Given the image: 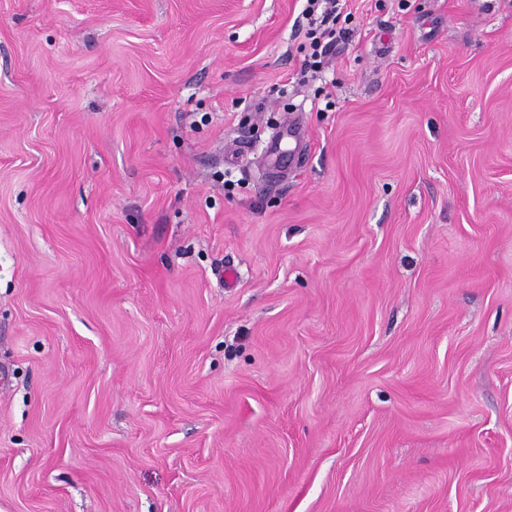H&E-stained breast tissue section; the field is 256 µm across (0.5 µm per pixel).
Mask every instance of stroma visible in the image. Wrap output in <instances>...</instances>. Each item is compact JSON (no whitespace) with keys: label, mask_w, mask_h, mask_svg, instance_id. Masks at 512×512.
<instances>
[{"label":"stroma","mask_w":512,"mask_h":512,"mask_svg":"<svg viewBox=\"0 0 512 512\" xmlns=\"http://www.w3.org/2000/svg\"><path fill=\"white\" fill-rule=\"evenodd\" d=\"M304 6L0 0V512H512V0ZM338 0H306L307 6L306 13L313 16L310 19V24L314 25L307 32L308 39H310V47L312 52L309 55V60H304V65L311 68H317L322 64L321 57H325L330 48L338 40L343 37V32L336 31L331 22L335 21L333 14L336 11V4ZM320 11V14H318ZM316 16V17H315ZM328 40L327 42H325ZM312 59V60H311Z\"/></svg>","instance_id":"1"}]
</instances>
